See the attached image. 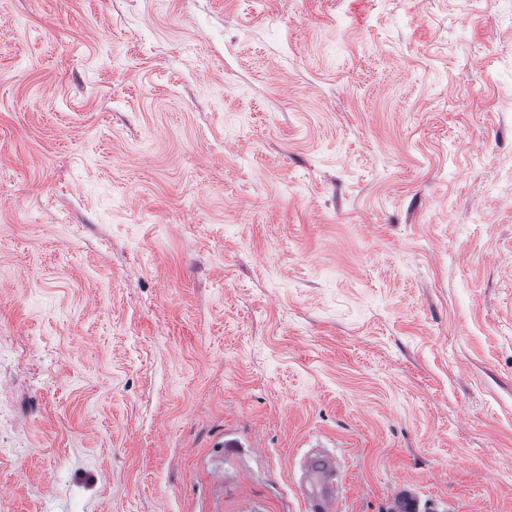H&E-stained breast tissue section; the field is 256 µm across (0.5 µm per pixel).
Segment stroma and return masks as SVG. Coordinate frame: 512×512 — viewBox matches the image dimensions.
I'll list each match as a JSON object with an SVG mask.
<instances>
[{
  "instance_id": "obj_1",
  "label": "stroma",
  "mask_w": 512,
  "mask_h": 512,
  "mask_svg": "<svg viewBox=\"0 0 512 512\" xmlns=\"http://www.w3.org/2000/svg\"><path fill=\"white\" fill-rule=\"evenodd\" d=\"M0 512H512V0H0ZM308 469L314 479L315 488L305 494L314 512L338 511L336 493V456L334 454H313L309 456Z\"/></svg>"
}]
</instances>
